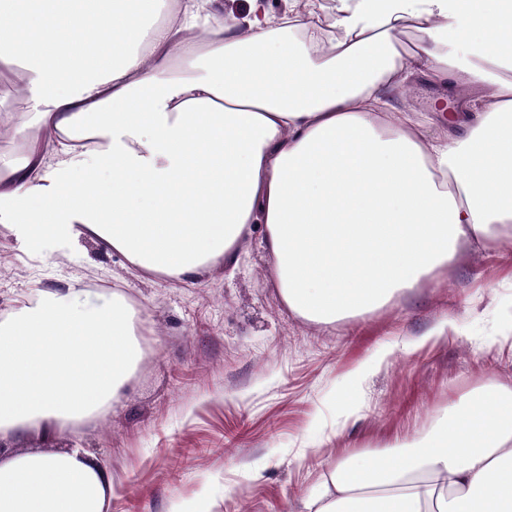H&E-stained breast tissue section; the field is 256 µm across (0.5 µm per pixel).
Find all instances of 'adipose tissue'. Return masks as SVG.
<instances>
[{
    "mask_svg": "<svg viewBox=\"0 0 512 512\" xmlns=\"http://www.w3.org/2000/svg\"><path fill=\"white\" fill-rule=\"evenodd\" d=\"M0 0L22 67L0 221L38 248L92 236L182 282L261 231L281 302L324 325L390 304L467 241L512 238V0ZM419 39L404 44L408 27ZM426 84L453 112L400 107ZM107 166L103 193L76 171ZM142 310L70 282L0 317V438L82 424L142 355ZM77 448L0 457V512H109ZM302 512H512V386L423 434L329 462Z\"/></svg>",
    "mask_w": 512,
    "mask_h": 512,
    "instance_id": "adipose-tissue-1",
    "label": "adipose tissue"
}]
</instances>
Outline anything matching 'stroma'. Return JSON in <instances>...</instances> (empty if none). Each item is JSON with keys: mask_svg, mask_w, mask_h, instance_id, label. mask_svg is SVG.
Returning a JSON list of instances; mask_svg holds the SVG:
<instances>
[{"mask_svg": "<svg viewBox=\"0 0 512 512\" xmlns=\"http://www.w3.org/2000/svg\"><path fill=\"white\" fill-rule=\"evenodd\" d=\"M460 262L395 303L327 329L287 311L258 236L236 263L194 282L133 270L97 239L27 246L0 222V314L71 280L123 290L147 319L144 358L120 401L93 422L46 425L1 439L13 453L81 448L112 476L111 512H299L322 462L421 434L474 386L512 384V238L493 250L461 246ZM456 329L435 335L445 319ZM371 364L350 389L347 376ZM358 406L342 423L345 398Z\"/></svg>", "mask_w": 512, "mask_h": 512, "instance_id": "1", "label": "stroma"}]
</instances>
